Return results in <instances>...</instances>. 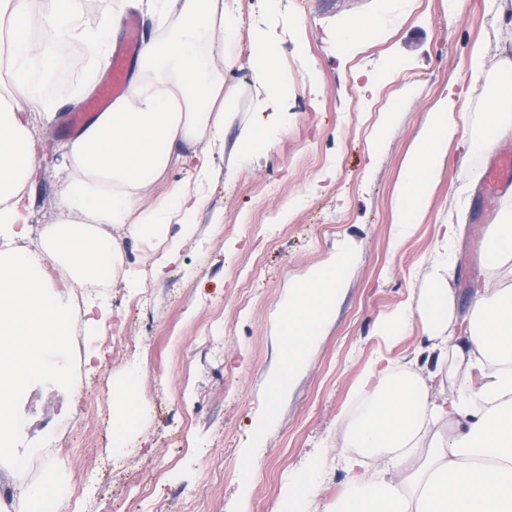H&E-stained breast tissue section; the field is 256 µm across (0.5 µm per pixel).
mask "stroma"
I'll list each match as a JSON object with an SVG mask.
<instances>
[{
	"instance_id": "stroma-1",
	"label": "stroma",
	"mask_w": 512,
	"mask_h": 512,
	"mask_svg": "<svg viewBox=\"0 0 512 512\" xmlns=\"http://www.w3.org/2000/svg\"><path fill=\"white\" fill-rule=\"evenodd\" d=\"M224 14L237 26L224 69L229 115L197 231L163 277L101 289L123 338L107 350L105 334L84 336L85 350L97 356L81 393L49 376L21 393L16 442L0 458V492L23 490L10 460L37 448L42 423L81 410L89 421L61 434L46 458L60 475L63 512H80L85 501L96 502V512H273L285 489L306 482L311 460L335 444L369 360L386 348L402 361L414 357L419 325L393 342L378 325L417 297L438 229L464 198L469 219L451 282L460 309L487 274L479 242L499 213L488 210L482 188H471L466 169L486 167L488 157L444 166L427 211L399 243L393 199L402 163L444 88L464 91L472 118L483 113L512 65V50L502 48L512 10L499 15L485 0H466L452 21L444 0H412L400 14L391 0H224ZM378 14L385 27L344 53L337 32ZM260 39L275 62L265 82L253 56ZM477 43L491 54L475 81L466 61ZM369 99L379 111L365 108ZM271 129L274 139L264 141ZM38 136L26 201L31 249L56 215L58 148L70 138L59 120ZM338 257L344 286L304 372L255 445L282 358L288 294ZM144 294L151 300L143 305ZM133 361L144 371L141 419L115 459L112 402Z\"/></svg>"
}]
</instances>
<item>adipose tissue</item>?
<instances>
[{"label": "adipose tissue", "mask_w": 512, "mask_h": 512, "mask_svg": "<svg viewBox=\"0 0 512 512\" xmlns=\"http://www.w3.org/2000/svg\"><path fill=\"white\" fill-rule=\"evenodd\" d=\"M131 10L153 18L162 36L144 40L126 96L63 145L59 214L43 225L36 248L23 209L36 169L31 116L50 123L53 83L73 48L90 62L76 95L104 72L122 17ZM85 0H0V34L8 43L11 83L0 102V447L11 445L12 403L43 370L41 356L65 344L71 320L63 294L71 285L123 281L119 240L127 233L156 254L154 277L175 261L181 242L197 227L204 204L190 182L207 179L211 156L178 153L182 143L224 139V67L204 63V47L233 45L235 26L224 0H104V11L86 22ZM470 116L454 87H446L406 156L399 177L393 224L405 235L427 208L449 150L471 156L489 150L512 126V84L490 95L479 129L466 133ZM187 180L143 200L174 164ZM179 225L171 235V225ZM459 225L441 227L442 250L423 272L417 301L379 325V335L403 336L420 322L418 362L400 363L381 353L365 366L356 407L344 416L338 465L347 479L325 512H512V210L485 235L488 273L466 315H459L451 271ZM342 260L311 271L288 298L285 352L272 374L274 398L304 366L341 286ZM139 367L127 368L113 404L112 455L121 457L137 423Z\"/></svg>", "instance_id": "1"}]
</instances>
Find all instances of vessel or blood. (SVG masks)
I'll return each mask as SVG.
<instances>
[{"mask_svg":"<svg viewBox=\"0 0 512 512\" xmlns=\"http://www.w3.org/2000/svg\"><path fill=\"white\" fill-rule=\"evenodd\" d=\"M141 49L140 26L136 19L126 22L125 37L112 52V63L108 75L97 85L81 107L69 114L66 128L79 133L94 117L108 111L113 101L125 95L129 88L130 62ZM512 183V153L497 155L485 172L484 186L487 200H494L499 189Z\"/></svg>","mask_w":512,"mask_h":512,"instance_id":"1","label":"vessel or blood"}]
</instances>
